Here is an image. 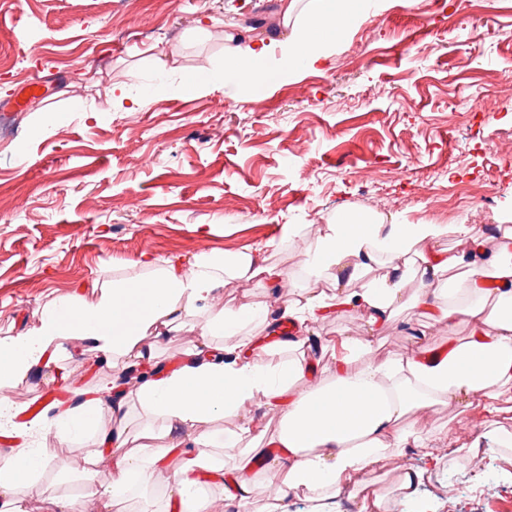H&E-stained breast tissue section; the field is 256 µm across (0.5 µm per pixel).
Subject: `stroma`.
<instances>
[{
    "instance_id": "obj_1",
    "label": "stroma",
    "mask_w": 512,
    "mask_h": 512,
    "mask_svg": "<svg viewBox=\"0 0 512 512\" xmlns=\"http://www.w3.org/2000/svg\"><path fill=\"white\" fill-rule=\"evenodd\" d=\"M275 2L0 0V337L35 326L50 300L92 306L113 282L146 277L137 260L147 249L187 262L257 251L307 288L318 225L351 210L402 224H468L480 210L485 228L512 225V166L500 161L512 152V96L493 91L512 63V0H387L337 40L326 65L275 69L246 90L224 83V33L273 37ZM35 41L45 53L27 56ZM33 82L42 95L25 98ZM115 89L121 97L101 109ZM367 167L374 183L361 179ZM129 194L139 210H124ZM289 224L300 232L285 236ZM468 334L406 310L383 327L376 354ZM87 349L64 340L49 366L11 388L15 425L54 396L70 407L75 388L111 382L119 361ZM413 420L443 445L493 453L480 404L462 421L439 407ZM93 441L0 437V467L17 446L51 448L20 491L28 512H43L47 498L109 479L107 459L88 479L66 463ZM419 462L409 448L368 470L386 512H409L396 482ZM420 499L426 512H512V477L445 470Z\"/></svg>"
}]
</instances>
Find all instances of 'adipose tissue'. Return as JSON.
<instances>
[{"mask_svg": "<svg viewBox=\"0 0 512 512\" xmlns=\"http://www.w3.org/2000/svg\"><path fill=\"white\" fill-rule=\"evenodd\" d=\"M278 4L277 37H226L225 78L246 71L258 83L275 66L292 73L316 69L331 56L337 35L368 16L367 0ZM451 233L466 240L468 253L439 249ZM484 235L478 224H396L381 215L341 214L322 225L305 262L308 277L331 280V289L303 288L274 308L249 301L230 308L218 304L227 281L282 282V271L261 255L202 256L186 265L141 253L139 265L154 269V276L113 284L93 306L51 301L35 327L0 338V417H14L9 389L35 372L51 346L78 336L93 351L123 359L126 367H153L156 348L201 305L214 310L202 330L206 340L190 341L177 368L143 377L127 395L121 385L110 386L118 396L110 407L115 420H125L133 399L160 419L159 431H144L142 445L133 449L124 430H100L96 447L81 451V469L89 471L108 455L111 482L88 486L77 497L50 498L49 512H87L91 506L96 512H127L130 488L146 487L167 470L176 512H210L206 473L224 483L223 512H255L256 479L249 471L256 459L278 478L262 512H285L292 490L303 494L308 512H333L343 486L360 481L398 448L423 455L421 467L402 469L399 488L411 491L445 460L462 456L476 466L482 458L475 448L441 447L431 434L407 427L408 416L435 405L461 415L481 398L485 415L492 417L498 412L495 398L512 390V233L499 234L491 253ZM375 263L387 264L386 275L367 278ZM413 277L422 293H408ZM348 306L362 311L367 332L344 339L334 380L316 383L315 368L330 345L313 340L309 326ZM406 308L420 309L438 324L468 317L471 333L446 349L420 344L404 356L377 358L379 330ZM276 324L293 325L296 332L265 344L264 332ZM358 357L366 358L365 367L349 371ZM103 406L101 397H89L79 409H59L33 426L77 435L94 427ZM260 412L280 413L276 433L256 423ZM223 418L233 419L234 429L205 437L201 447H187L193 431ZM48 460V449L20 450L0 468V512H27L18 490Z\"/></svg>", "mask_w": 512, "mask_h": 512, "instance_id": "adipose-tissue-1", "label": "adipose tissue"}]
</instances>
